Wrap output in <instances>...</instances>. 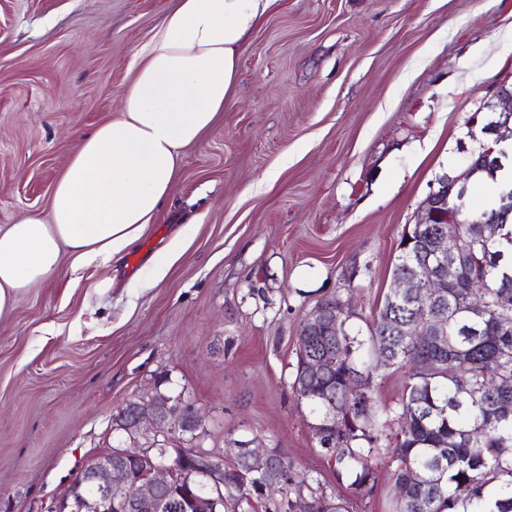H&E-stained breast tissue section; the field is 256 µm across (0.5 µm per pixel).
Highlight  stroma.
<instances>
[{
  "label": "stroma",
  "mask_w": 512,
  "mask_h": 512,
  "mask_svg": "<svg viewBox=\"0 0 512 512\" xmlns=\"http://www.w3.org/2000/svg\"><path fill=\"white\" fill-rule=\"evenodd\" d=\"M175 3L0 0V226L48 212ZM499 83L512 0H281L136 245L63 263L0 315V512H47L160 381L226 464L239 443L274 448L350 512H387L315 444L291 388L299 329L332 293L357 326L374 318L405 226L437 176L463 171L467 121Z\"/></svg>",
  "instance_id": "1"
}]
</instances>
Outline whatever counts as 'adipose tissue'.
Instances as JSON below:
<instances>
[{
    "label": "adipose tissue",
    "instance_id": "1",
    "mask_svg": "<svg viewBox=\"0 0 512 512\" xmlns=\"http://www.w3.org/2000/svg\"><path fill=\"white\" fill-rule=\"evenodd\" d=\"M280 0H177L120 93V110L83 137L48 215L0 226V314L63 261L106 264L134 246L176 182L181 151L233 98L246 36Z\"/></svg>",
    "mask_w": 512,
    "mask_h": 512
}]
</instances>
